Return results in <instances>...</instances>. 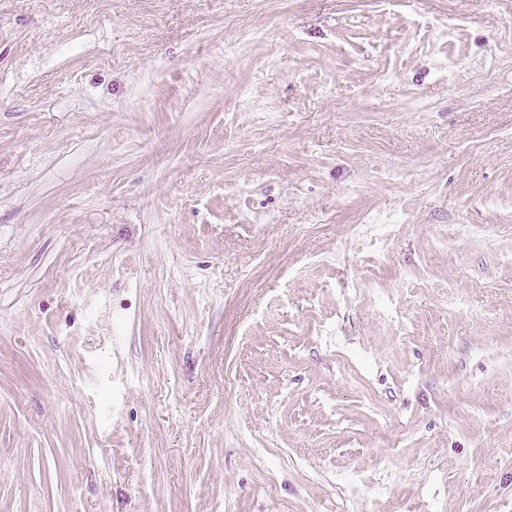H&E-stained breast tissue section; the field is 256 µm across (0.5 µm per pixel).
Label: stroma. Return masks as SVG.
Instances as JSON below:
<instances>
[{"instance_id":"obj_1","label":"stroma","mask_w":512,"mask_h":512,"mask_svg":"<svg viewBox=\"0 0 512 512\" xmlns=\"http://www.w3.org/2000/svg\"><path fill=\"white\" fill-rule=\"evenodd\" d=\"M0 512H512V0H0Z\"/></svg>"}]
</instances>
